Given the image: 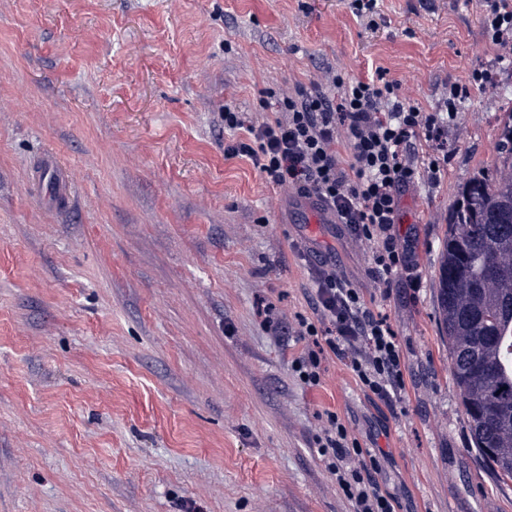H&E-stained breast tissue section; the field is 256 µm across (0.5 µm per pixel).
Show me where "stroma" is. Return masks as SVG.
Wrapping results in <instances>:
<instances>
[{
    "instance_id": "35a3bbf8",
    "label": "stroma",
    "mask_w": 512,
    "mask_h": 512,
    "mask_svg": "<svg viewBox=\"0 0 512 512\" xmlns=\"http://www.w3.org/2000/svg\"><path fill=\"white\" fill-rule=\"evenodd\" d=\"M484 0H0V512H353L316 443L336 414L398 512H512L470 443L436 279L460 185L497 175L512 58ZM377 71L426 110L487 70L439 185L401 198L408 269L228 157L224 108L319 68ZM396 336L389 401L324 350L300 382L315 258ZM319 354L314 349H308L296 361V370L300 379L307 384L317 385L320 381Z\"/></svg>"
}]
</instances>
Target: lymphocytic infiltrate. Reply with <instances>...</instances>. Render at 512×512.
<instances>
[{
    "label": "lymphocytic infiltrate",
    "mask_w": 512,
    "mask_h": 512,
    "mask_svg": "<svg viewBox=\"0 0 512 512\" xmlns=\"http://www.w3.org/2000/svg\"><path fill=\"white\" fill-rule=\"evenodd\" d=\"M484 26L493 45L512 52V0H485ZM467 88L448 84L427 112L384 76L353 81L341 70L324 67L311 86L277 94V112L262 121L245 123L241 112L225 106L224 128L234 138L224 152L249 157L283 193L317 198L355 238L372 243V282L387 295L406 262V246L391 232L401 195L419 182L441 181L448 128L461 120ZM242 129L246 138H236ZM307 302L315 317L300 319L294 330L312 345L296 361L300 379L319 383L314 345L322 340L348 359L362 386L391 400L402 378L395 334L330 259L319 261ZM325 323L333 337H324ZM318 443L322 453L331 454L336 481L354 512H396L395 499L372 476L344 467L347 457L363 450L350 445L348 429L336 414H328Z\"/></svg>",
    "instance_id": "f902f5d3"
}]
</instances>
